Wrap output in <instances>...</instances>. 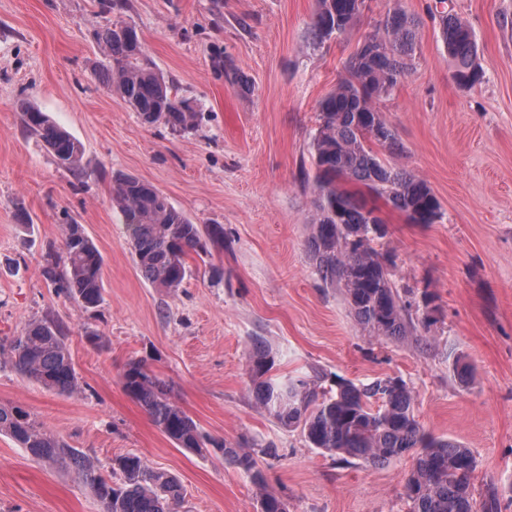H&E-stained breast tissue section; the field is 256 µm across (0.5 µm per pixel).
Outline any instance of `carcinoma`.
<instances>
[{
    "mask_svg": "<svg viewBox=\"0 0 512 512\" xmlns=\"http://www.w3.org/2000/svg\"><path fill=\"white\" fill-rule=\"evenodd\" d=\"M367 7L366 0H317L309 45L319 47L348 33ZM440 38L453 63L452 77L463 88L481 80L478 45L472 29L447 9L433 10ZM416 20L401 10L389 11L364 36L344 63L345 76L318 105L312 164L317 191L308 249L316 274L339 289L357 323L369 335L404 340L417 335L411 302L395 288L388 258L373 243L387 224L377 201L414 224L417 216H441V204L426 181L392 165L385 154L399 149L393 127L376 106L411 73L415 60ZM103 55L112 60L104 73L106 87L125 100L145 124L162 123L176 132L198 126L199 113L172 93L164 75L148 56L136 28L117 20L96 32ZM25 127L36 135L56 163L79 175V142L30 106L22 109ZM112 202L123 215L136 263L156 288L174 292L190 272L187 258L208 254L207 242L224 243V228L193 223L154 186L123 175L112 184ZM364 228L351 241L343 229ZM45 273L57 289L85 308L103 302V258L83 226L70 221L63 255L47 254ZM65 326L55 320L31 323L0 342L22 376L59 393L80 389ZM248 364L257 403L285 427L302 428L306 441L329 455L384 465L410 453L415 463L406 479L408 512H501L490 490L474 496L477 460L457 441L425 434L414 414V399L397 378L358 386L346 379L335 389L319 391L317 380L271 376L273 358L262 340L252 342ZM122 390L149 414L154 425L177 447L201 454L208 448L264 483L251 453L204 434L196 421L163 389L162 381L141 360L128 361L119 378ZM0 434L11 437L37 461L64 460L79 471L85 456L49 434L31 414L17 406H0ZM113 470L123 483L104 478L91 488L104 512H177L182 487L172 474L149 466L137 455L119 457ZM258 504L264 512H283V500L265 490Z\"/></svg>",
    "mask_w": 512,
    "mask_h": 512,
    "instance_id": "1",
    "label": "carcinoma"
}]
</instances>
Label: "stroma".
<instances>
[{"instance_id": "stroma-1", "label": "stroma", "mask_w": 512, "mask_h": 512, "mask_svg": "<svg viewBox=\"0 0 512 512\" xmlns=\"http://www.w3.org/2000/svg\"><path fill=\"white\" fill-rule=\"evenodd\" d=\"M432 0H368L341 41L308 47L316 0H0V340L45 319L62 322L79 378L60 394L22 378L0 354V405L19 406L90 461L91 473L37 462L0 434V512H102L88 475L113 484L114 459L137 455L180 481V512H257L250 478L215 454L176 447L119 383L143 360L208 436L251 452L288 512H408L405 456L382 466L312 448L300 429L257 405L247 362L264 340L279 374L356 383L402 379L426 433L477 460L476 495L496 487L512 512V0H448L472 28L483 80L452 79ZM418 23L415 68L378 102L401 152L442 206L432 224L386 211L374 246L418 308L419 340L372 337L339 291L323 286L306 242L314 212L312 153L318 102L381 17ZM122 19L177 97L201 114L177 133L143 123L103 83L94 34ZM224 67H217V60ZM252 91L241 95L237 75ZM46 112L83 147L80 175L59 167L21 118ZM131 175L194 223L219 224L223 246L190 255L176 293L151 286L132 253L112 181ZM103 257L104 301L87 310L44 272L70 220ZM430 304H423V296ZM97 332L102 345L90 344ZM473 367L460 383L454 367ZM275 454H266V444Z\"/></svg>"}]
</instances>
